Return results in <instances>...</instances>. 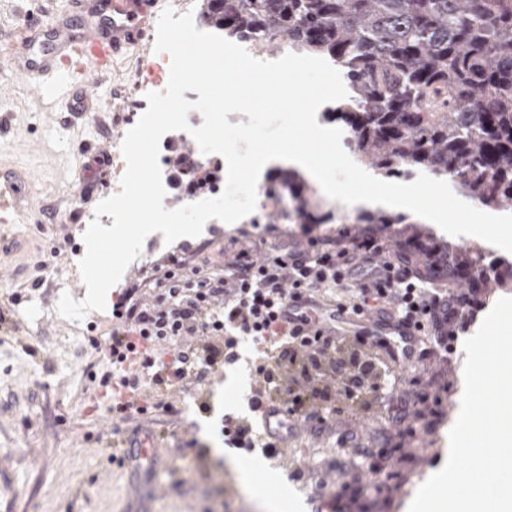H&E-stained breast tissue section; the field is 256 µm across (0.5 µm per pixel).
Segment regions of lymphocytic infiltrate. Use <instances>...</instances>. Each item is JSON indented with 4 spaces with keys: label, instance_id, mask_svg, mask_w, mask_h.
<instances>
[{
    "label": "lymphocytic infiltrate",
    "instance_id": "f902f5d3",
    "mask_svg": "<svg viewBox=\"0 0 512 512\" xmlns=\"http://www.w3.org/2000/svg\"><path fill=\"white\" fill-rule=\"evenodd\" d=\"M382 252L379 239L368 235L350 249L329 243L308 253L292 249L259 265L239 261L220 279L202 273L176 277L183 259L171 255L168 270L153 280V302L144 301L145 284L137 280L113 305L112 331L98 348L111 368L99 381L111 412L127 418L145 384L169 391L191 379L205 380L219 367L238 362L243 342L253 346L259 361L251 408L265 399L281 400L297 418H306L308 405L319 396L314 384L327 374L336 376L344 406L363 401L388 367L362 349L346 355L335 338L312 345L298 331L282 327L279 312L287 286L307 295L339 286L355 310L391 305L401 318L423 324L442 305L451 340L469 321L462 292L441 296L408 267L378 262ZM340 368L345 371L341 377L336 374ZM291 372L296 380L288 389L284 381Z\"/></svg>",
    "mask_w": 512,
    "mask_h": 512
}]
</instances>
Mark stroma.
Returning a JSON list of instances; mask_svg holds the SVG:
<instances>
[{
    "label": "stroma",
    "instance_id": "1",
    "mask_svg": "<svg viewBox=\"0 0 512 512\" xmlns=\"http://www.w3.org/2000/svg\"><path fill=\"white\" fill-rule=\"evenodd\" d=\"M40 0H0V73L12 82L6 111H0V165L32 171L27 208L29 224L0 225V282L17 299L0 341V512H121L127 499L123 440L142 423L161 435L170 459L156 474L157 492L149 512H270L268 502L280 489L309 512L307 493L335 482L342 499L357 498L363 512H408L419 486L447 459L444 437L455 423L463 392V365L434 359L418 364L404 381H381L378 402L329 413L326 403L310 405L307 429L283 452L284 467H274L261 451H228L219 433L226 414L246 412L250 383L238 368L217 371L181 391L146 388L147 413L119 420L97 396L105 373L94 347L112 330L111 311L91 312L69 321L57 312L63 292L83 300L87 293L78 268L85 253L82 236L95 216L104 178L83 167L86 146L111 148L118 129L139 111L133 90L138 72L151 64L148 43H141L114 65L99 90L92 117L63 125L44 113L35 91L16 66L14 36L23 14H38ZM93 187L88 199L73 195L76 178ZM331 224H219L204 236L184 237L162 246L144 242L124 279L150 277L169 255L186 269L223 272L241 252L255 258L277 255L294 241L301 246L336 238L376 235L383 257L394 260L409 225L376 230L371 224H343L347 210L332 203ZM53 271L38 270V262ZM208 403L202 412L200 403ZM360 424L361 447L347 443L343 426ZM257 469L245 487L237 462Z\"/></svg>",
    "mask_w": 512,
    "mask_h": 512
}]
</instances>
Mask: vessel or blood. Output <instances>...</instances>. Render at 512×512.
<instances>
[{"instance_id": "vessel-or-blood-1", "label": "vessel or blood", "mask_w": 512, "mask_h": 512, "mask_svg": "<svg viewBox=\"0 0 512 512\" xmlns=\"http://www.w3.org/2000/svg\"><path fill=\"white\" fill-rule=\"evenodd\" d=\"M159 0H69L68 11L48 15L44 20L25 19L17 44L18 67L32 89L39 93L44 111L76 112L78 105H90L113 65L131 52L158 20ZM31 183L29 173L0 166V223L21 224L27 214L23 201ZM317 307L319 324L308 334L338 339L357 332L369 334L375 350L400 378L416 368L422 345L418 324L392 312L355 311L320 298H305L303 305L283 308L280 316L289 323L299 321L302 306ZM261 440L284 448L301 434V421L278 401L262 404ZM155 430L138 429L124 443L123 460L129 477L125 512H145L155 474L162 466Z\"/></svg>"}]
</instances>
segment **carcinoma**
<instances>
[{
	"instance_id": "cac0c4a2",
	"label": "carcinoma",
	"mask_w": 512,
	"mask_h": 512,
	"mask_svg": "<svg viewBox=\"0 0 512 512\" xmlns=\"http://www.w3.org/2000/svg\"><path fill=\"white\" fill-rule=\"evenodd\" d=\"M199 18L236 41L285 44L336 66L348 96L322 117L341 123L352 158L374 175L423 172L484 208L512 207V0H202ZM276 181L288 185L294 223H331L294 171ZM406 221L360 210L344 223ZM406 245L453 253L474 284H503L432 230Z\"/></svg>"
}]
</instances>
